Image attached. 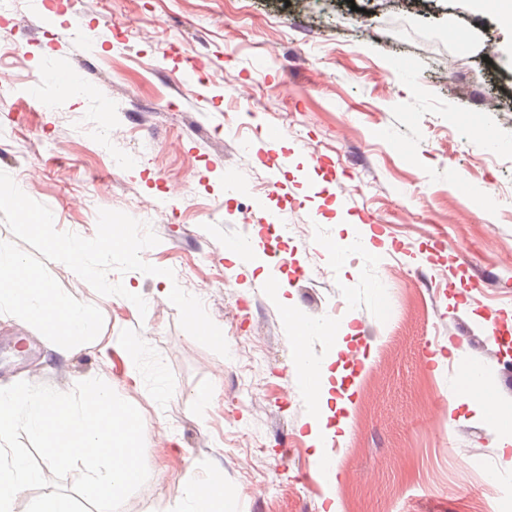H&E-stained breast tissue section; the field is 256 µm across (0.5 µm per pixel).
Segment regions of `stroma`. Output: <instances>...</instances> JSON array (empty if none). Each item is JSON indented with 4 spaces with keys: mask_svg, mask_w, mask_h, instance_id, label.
<instances>
[{
    "mask_svg": "<svg viewBox=\"0 0 512 512\" xmlns=\"http://www.w3.org/2000/svg\"><path fill=\"white\" fill-rule=\"evenodd\" d=\"M456 26L467 49L444 34ZM238 38L229 41L226 29ZM495 53L485 58V42ZM277 56H270V48ZM204 62L203 74L190 60ZM463 79L441 81L448 68ZM76 73L80 96L47 72ZM499 110L488 108L489 101ZM288 163L274 187L263 160ZM0 244L79 305H100L110 365L29 337L20 377L61 392L98 377L141 413L147 482L122 512H172L189 464L220 461L236 512H475L482 475L512 484L507 431L463 400L465 364L512 408V29L473 0H74L55 17L13 0L0 18ZM289 231L247 272L225 240ZM49 217L43 235L28 214ZM128 228L135 255L93 256L99 302L54 254L57 238ZM369 238L371 248L361 245ZM224 330L217 349L157 276ZM311 326L300 337L285 306ZM496 311L508 343L491 336ZM142 337L126 379L125 337ZM356 361L344 428L324 435L336 476H315L306 362Z\"/></svg>",
    "mask_w": 512,
    "mask_h": 512,
    "instance_id": "1",
    "label": "stroma"
}]
</instances>
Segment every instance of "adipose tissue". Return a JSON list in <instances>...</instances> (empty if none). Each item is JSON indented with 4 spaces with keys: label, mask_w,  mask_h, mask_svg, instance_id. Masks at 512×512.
<instances>
[{
    "label": "adipose tissue",
    "mask_w": 512,
    "mask_h": 512,
    "mask_svg": "<svg viewBox=\"0 0 512 512\" xmlns=\"http://www.w3.org/2000/svg\"><path fill=\"white\" fill-rule=\"evenodd\" d=\"M131 244L128 234L116 232L105 242L55 239L49 247L70 263L76 277L93 285L96 293L108 301L112 298V287L99 281L90 258L115 249H127ZM2 307L15 310L26 322L35 325L61 357H70L85 348L97 349L104 356L115 346L112 337L100 331L96 308L76 305L37 269L28 266L8 247L0 245ZM238 499L236 491L225 487L223 470L216 465L205 481H188L178 512H233Z\"/></svg>",
    "instance_id": "adipose-tissue-1"
}]
</instances>
